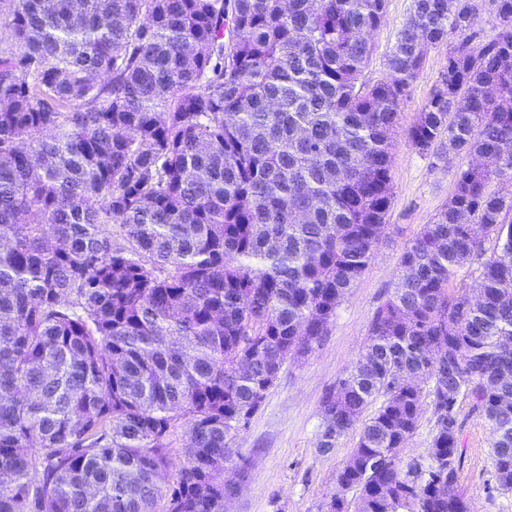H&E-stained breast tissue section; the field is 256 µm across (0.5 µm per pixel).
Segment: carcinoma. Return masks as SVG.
I'll list each match as a JSON object with an SVG mask.
<instances>
[{"label":"carcinoma","instance_id":"carcinoma-1","mask_svg":"<svg viewBox=\"0 0 512 512\" xmlns=\"http://www.w3.org/2000/svg\"><path fill=\"white\" fill-rule=\"evenodd\" d=\"M8 2L0 512H224L238 417L327 335L366 269L402 104L448 40L407 139L494 165L460 169L402 253L367 344L323 396L319 448L360 427L336 476L356 512H470L448 488L466 398L496 435L494 490L512 492V191L492 187L512 183V0H411L372 85L386 0ZM479 10L499 21L490 38ZM473 224L496 240L487 257ZM478 256L471 307L449 282ZM438 341L449 359L429 358ZM428 382L427 459L405 465ZM186 425L180 421L175 429L172 431L169 442L170 448H168V459L169 467L168 473L174 475L180 469L184 462V439H185Z\"/></svg>","mask_w":512,"mask_h":512}]
</instances>
